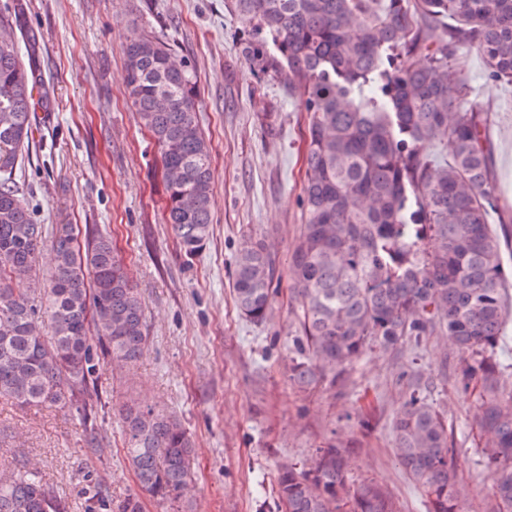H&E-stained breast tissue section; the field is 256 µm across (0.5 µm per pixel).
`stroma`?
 <instances>
[{
	"mask_svg": "<svg viewBox=\"0 0 512 512\" xmlns=\"http://www.w3.org/2000/svg\"><path fill=\"white\" fill-rule=\"evenodd\" d=\"M26 5L43 39L53 109L38 113L15 182L36 223L74 225L82 242L111 234L141 294L148 347L133 376L108 368L98 386L113 401L130 394L179 416L195 444L194 512H274L279 468L305 465L330 444L347 449L353 483L374 481L400 512H426L392 442L406 396L400 370L414 362L432 377L430 398L453 430L466 487L462 512H484L492 488L473 438L479 397L459 385L448 337L367 351L333 391L302 389L288 378L295 330L288 262L301 224L305 114L243 53L250 22L232 0ZM136 28L167 42L196 76L214 189L210 237L191 258L164 222L159 154L128 102L122 46ZM465 63L472 101L491 114L499 204L512 210V85L487 81L479 55ZM251 237L264 240L278 269L273 313L262 325L239 316L232 290L233 259ZM95 425L93 446L73 410L0 399V464H37L69 512H85L96 487L120 501L136 488L122 427L110 412Z\"/></svg>",
	"mask_w": 512,
	"mask_h": 512,
	"instance_id": "obj_1",
	"label": "stroma"
}]
</instances>
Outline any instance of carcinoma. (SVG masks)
I'll return each mask as SVG.
<instances>
[{
	"label": "carcinoma",
	"mask_w": 512,
	"mask_h": 512,
	"mask_svg": "<svg viewBox=\"0 0 512 512\" xmlns=\"http://www.w3.org/2000/svg\"><path fill=\"white\" fill-rule=\"evenodd\" d=\"M250 17L244 52L259 72L299 99L308 121L302 224L289 260L297 306L291 380L330 385L372 348L390 351L447 334L463 389H480L476 427L493 483L486 512H512V391L498 348L512 317V279L502 247L512 214L500 212L486 136L489 112L469 101L460 65L474 52L486 77L512 84V0H234ZM20 33L24 55L10 34ZM128 97L153 138L169 224L188 256L213 223L211 147L196 116L193 70L170 66L161 39L132 32L123 45ZM43 45L24 0L0 12V398L20 406L102 405L94 385L103 365L129 370L148 336L141 299L107 233L81 247L68 224L34 222L15 185L35 113L50 110ZM51 250L46 277L36 274ZM276 259L248 240L234 261L237 310L267 321ZM27 287L16 288L14 284ZM408 397L393 424L399 464L427 512H461L464 490L449 448L448 419L429 382L402 372ZM125 454L138 491L116 506L142 512L146 495L191 512V440L180 420L127 401ZM346 450H316L306 467L283 466L276 512H397L372 483L352 486ZM0 512H68L25 463L0 469Z\"/></svg>",
	"instance_id": "1"
}]
</instances>
